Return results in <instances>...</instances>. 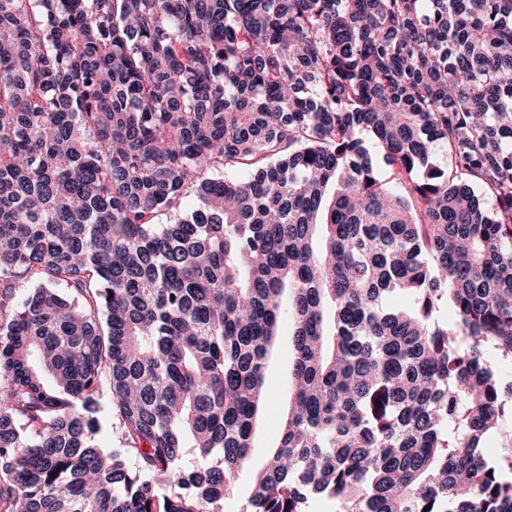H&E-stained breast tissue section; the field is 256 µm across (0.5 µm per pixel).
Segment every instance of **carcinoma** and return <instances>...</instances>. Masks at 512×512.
<instances>
[{"instance_id":"1","label":"carcinoma","mask_w":512,"mask_h":512,"mask_svg":"<svg viewBox=\"0 0 512 512\" xmlns=\"http://www.w3.org/2000/svg\"><path fill=\"white\" fill-rule=\"evenodd\" d=\"M287 317L242 512H512V0H0V512H224ZM289 331L288 318H286L283 326V336L280 337L277 351L271 359L266 376L269 402L263 423L255 435V448H252L250 465L243 473L236 493L225 500L224 512H239L241 510L248 492L250 471L262 466L278 437L281 410L287 406L288 395L292 388L290 380L292 350L290 336H288ZM102 405L103 409L101 414V431L99 433V440L104 448H116L118 447L119 430L115 421L112 420L109 415L107 397L103 400Z\"/></svg>"}]
</instances>
